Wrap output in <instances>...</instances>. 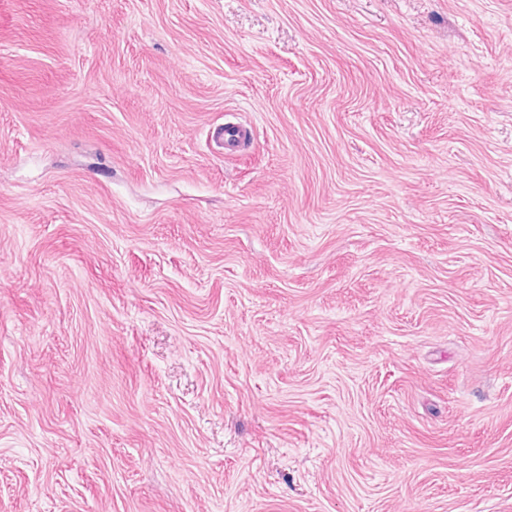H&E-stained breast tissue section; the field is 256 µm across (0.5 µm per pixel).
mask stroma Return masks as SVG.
<instances>
[{"label": "stroma", "mask_w": 512, "mask_h": 512, "mask_svg": "<svg viewBox=\"0 0 512 512\" xmlns=\"http://www.w3.org/2000/svg\"><path fill=\"white\" fill-rule=\"evenodd\" d=\"M0 512H512V0H0Z\"/></svg>", "instance_id": "1"}]
</instances>
